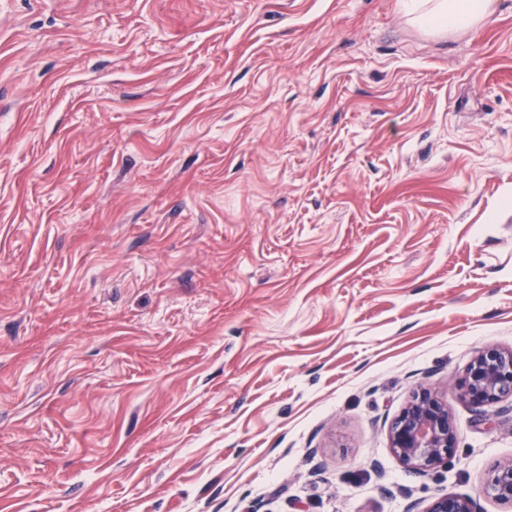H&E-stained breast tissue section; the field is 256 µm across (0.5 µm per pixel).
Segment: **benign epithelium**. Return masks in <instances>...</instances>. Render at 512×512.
Masks as SVG:
<instances>
[{"label":"benign epithelium","instance_id":"1","mask_svg":"<svg viewBox=\"0 0 512 512\" xmlns=\"http://www.w3.org/2000/svg\"><path fill=\"white\" fill-rule=\"evenodd\" d=\"M458 397L478 422L491 426L487 408L512 405V351L478 350L457 385ZM391 448L412 474L425 477L458 452L457 426L448 404L426 388L411 399L390 426ZM486 497L512 508V460L494 465L484 481ZM422 512H478L475 502L448 493H437Z\"/></svg>","mask_w":512,"mask_h":512}]
</instances>
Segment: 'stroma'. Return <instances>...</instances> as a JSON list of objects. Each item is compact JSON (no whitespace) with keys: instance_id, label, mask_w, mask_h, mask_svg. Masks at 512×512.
<instances>
[{"instance_id":"stroma-1","label":"stroma","mask_w":512,"mask_h":512,"mask_svg":"<svg viewBox=\"0 0 512 512\" xmlns=\"http://www.w3.org/2000/svg\"><path fill=\"white\" fill-rule=\"evenodd\" d=\"M404 4L0 0V512H506L456 384L512 350V0ZM488 0H437L429 8L422 9L420 1L407 0L414 21L427 29L446 30L468 27L485 22L490 16ZM391 448L412 474L425 477L458 452L457 426L448 404L426 388L411 399L390 426ZM407 512H479L475 502L468 497L437 493L422 511L408 510Z\"/></svg>"}]
</instances>
